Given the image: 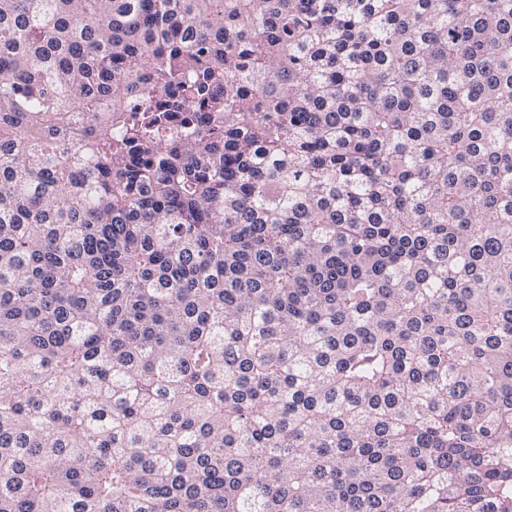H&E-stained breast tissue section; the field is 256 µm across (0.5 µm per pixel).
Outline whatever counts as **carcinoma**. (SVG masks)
I'll list each match as a JSON object with an SVG mask.
<instances>
[{
    "label": "carcinoma",
    "instance_id": "obj_1",
    "mask_svg": "<svg viewBox=\"0 0 512 512\" xmlns=\"http://www.w3.org/2000/svg\"><path fill=\"white\" fill-rule=\"evenodd\" d=\"M0 512H512V0H0Z\"/></svg>",
    "mask_w": 512,
    "mask_h": 512
}]
</instances>
